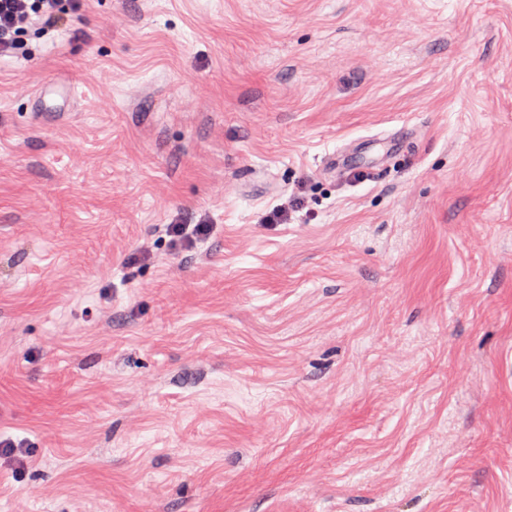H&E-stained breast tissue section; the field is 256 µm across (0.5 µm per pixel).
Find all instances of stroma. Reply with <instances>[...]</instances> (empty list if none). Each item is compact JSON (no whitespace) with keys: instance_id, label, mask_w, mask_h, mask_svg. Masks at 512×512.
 Returning <instances> with one entry per match:
<instances>
[{"instance_id":"stroma-1","label":"stroma","mask_w":512,"mask_h":512,"mask_svg":"<svg viewBox=\"0 0 512 512\" xmlns=\"http://www.w3.org/2000/svg\"><path fill=\"white\" fill-rule=\"evenodd\" d=\"M28 42L0 512H512V0H86ZM164 233L170 238L169 245L174 250L185 249L192 243L209 238L213 224H165Z\"/></svg>"}]
</instances>
